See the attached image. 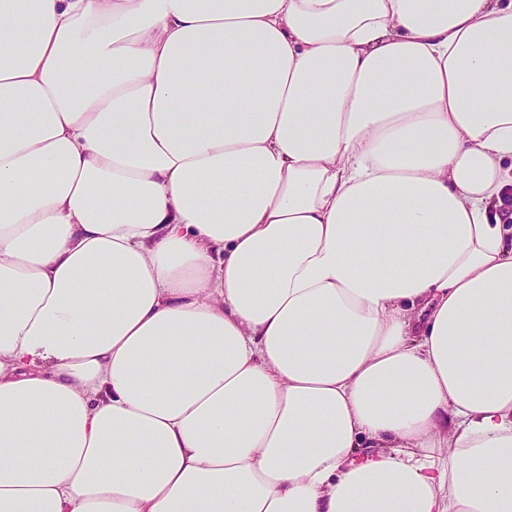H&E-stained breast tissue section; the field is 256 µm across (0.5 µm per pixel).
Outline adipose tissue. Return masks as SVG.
<instances>
[{
	"label": "adipose tissue",
	"instance_id": "ef3b65f1",
	"mask_svg": "<svg viewBox=\"0 0 512 512\" xmlns=\"http://www.w3.org/2000/svg\"><path fill=\"white\" fill-rule=\"evenodd\" d=\"M511 198L512 0H0V512H512Z\"/></svg>",
	"mask_w": 512,
	"mask_h": 512
}]
</instances>
